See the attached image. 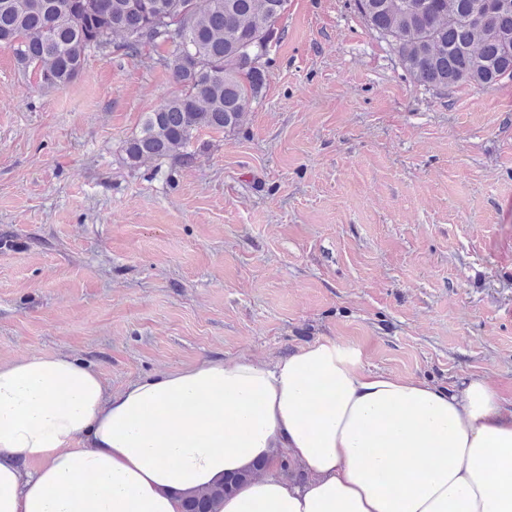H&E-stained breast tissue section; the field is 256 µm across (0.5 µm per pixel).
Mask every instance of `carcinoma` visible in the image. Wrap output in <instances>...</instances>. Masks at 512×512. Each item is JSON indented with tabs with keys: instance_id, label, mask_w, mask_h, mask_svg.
Here are the masks:
<instances>
[{
	"instance_id": "1",
	"label": "carcinoma",
	"mask_w": 512,
	"mask_h": 512,
	"mask_svg": "<svg viewBox=\"0 0 512 512\" xmlns=\"http://www.w3.org/2000/svg\"><path fill=\"white\" fill-rule=\"evenodd\" d=\"M286 0H0V48L9 49L39 88L68 86L88 53H119L172 72L180 92L145 113L126 142L132 170L167 160L187 166V147L207 128L240 127L268 81V55L284 36ZM369 29L396 49L423 86L448 92L512 79V0L491 17L473 19L479 0H355ZM266 472L260 463L185 503L184 512H213L216 498Z\"/></svg>"
}]
</instances>
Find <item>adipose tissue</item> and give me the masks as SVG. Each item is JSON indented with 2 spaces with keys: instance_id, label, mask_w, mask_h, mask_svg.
Returning a JSON list of instances; mask_svg holds the SVG:
<instances>
[{
  "instance_id": "obj_1",
  "label": "adipose tissue",
  "mask_w": 512,
  "mask_h": 512,
  "mask_svg": "<svg viewBox=\"0 0 512 512\" xmlns=\"http://www.w3.org/2000/svg\"><path fill=\"white\" fill-rule=\"evenodd\" d=\"M281 451L304 484L265 473L216 512H512V401L480 378L370 371L333 338L117 392L71 356L0 363V512H182Z\"/></svg>"
}]
</instances>
